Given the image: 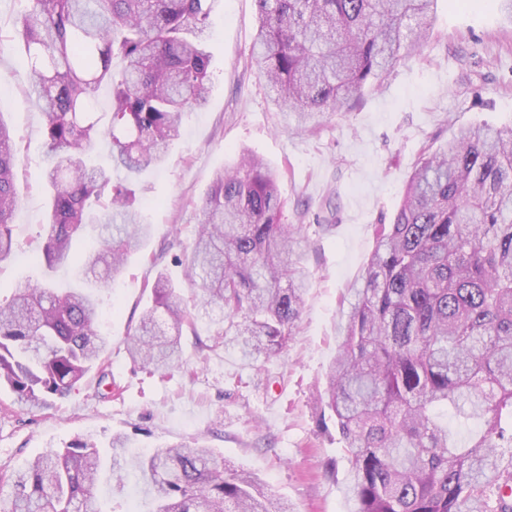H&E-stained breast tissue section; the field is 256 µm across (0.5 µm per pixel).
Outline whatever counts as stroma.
Masks as SVG:
<instances>
[{"mask_svg":"<svg viewBox=\"0 0 512 512\" xmlns=\"http://www.w3.org/2000/svg\"><path fill=\"white\" fill-rule=\"evenodd\" d=\"M26 8L25 0H0V82L8 84L0 120L15 135L20 197L13 219L19 259L0 268L4 297L17 280L45 273L35 261L47 210L43 115L28 97L17 37ZM255 33L254 0H216L207 101L184 114L164 163L139 178L151 235L100 294V328L110 339L103 369H91L49 408L18 404L0 390V502L11 492L9 476L40 452L77 439L105 445L123 434L127 466L152 448L198 439L256 477L272 502H288L295 512H348V457L319 399L348 290L361 279L376 228L396 212L422 149L473 125L512 123V15L490 0H436L423 47L349 111L303 134L284 124L258 73ZM243 149L277 172L282 223L303 227L299 252L309 288L294 338L259 370L200 323L196 330L214 351L203 360L186 343L184 369L160 375L128 357L126 339L158 272L191 296L177 259L195 238L216 172L233 166ZM99 490L106 512L153 508L149 485L134 476L104 472Z\"/></svg>","mask_w":512,"mask_h":512,"instance_id":"obj_1","label":"stroma"}]
</instances>
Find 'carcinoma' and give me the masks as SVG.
<instances>
[{
	"mask_svg": "<svg viewBox=\"0 0 512 512\" xmlns=\"http://www.w3.org/2000/svg\"><path fill=\"white\" fill-rule=\"evenodd\" d=\"M18 29L29 96L42 111L49 191L42 258L72 264L82 288L26 280L0 299V387L28 406L67 396L109 345L98 293L112 287L151 231L134 183L160 166L184 112L208 94L204 33L215 0H28ZM255 63L284 120L309 131L344 112L422 45L433 0H255ZM123 62L114 72L113 60ZM112 89L108 123L92 106ZM106 139L112 165L88 157ZM16 142L0 123V266L16 256ZM122 169L123 178L112 170ZM274 173L241 152L216 174L185 251L193 306L165 274L127 344L143 366H183L182 336L205 320L250 359L288 347L308 274L301 228L280 222ZM97 248L75 254L87 228ZM325 406L350 463L352 512H512V125L472 126L425 150L393 222L380 224L360 282L349 289ZM480 424L461 444L448 416ZM77 440L11 475L3 512H101L95 489L122 470ZM155 512H290L251 474L197 442L155 448L137 463Z\"/></svg>",
	"mask_w": 512,
	"mask_h": 512,
	"instance_id": "obj_1",
	"label": "carcinoma"
}]
</instances>
